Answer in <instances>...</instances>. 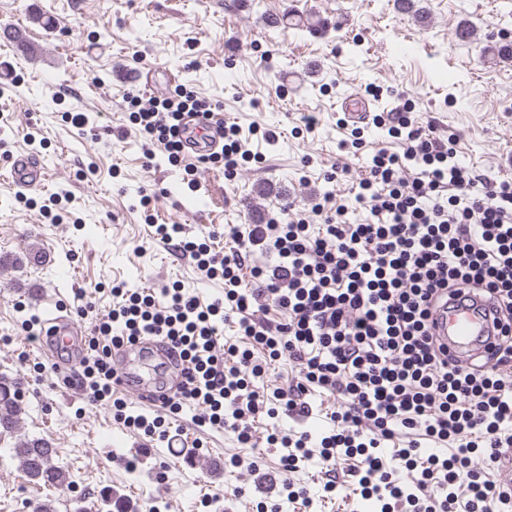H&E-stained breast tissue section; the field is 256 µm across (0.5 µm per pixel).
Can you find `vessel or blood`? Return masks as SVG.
I'll use <instances>...</instances> for the list:
<instances>
[{
    "label": "vessel or blood",
    "mask_w": 512,
    "mask_h": 512,
    "mask_svg": "<svg viewBox=\"0 0 512 512\" xmlns=\"http://www.w3.org/2000/svg\"><path fill=\"white\" fill-rule=\"evenodd\" d=\"M348 120L354 124L367 123L371 116L369 103L358 96H349L340 104ZM183 138L189 149L203 155L214 152L224 143V123L216 116L192 114L184 120ZM49 178L48 172L33 156L21 153L12 158L8 180L12 187L27 193L40 192ZM433 332L447 345L449 354L461 360H471L485 353L489 346L501 343L495 305L487 300L464 298L450 301L436 312ZM89 331L71 316L56 314L47 321L43 332L46 351H65L72 358H80ZM168 347L154 337L146 336L132 343L118 346L114 353L120 364L119 386L130 389L156 408L164 407L175 394L181 381L173 376L163 394H155L154 377L136 374V367L148 370L153 362L165 360Z\"/></svg>",
    "instance_id": "b4317fda"
}]
</instances>
